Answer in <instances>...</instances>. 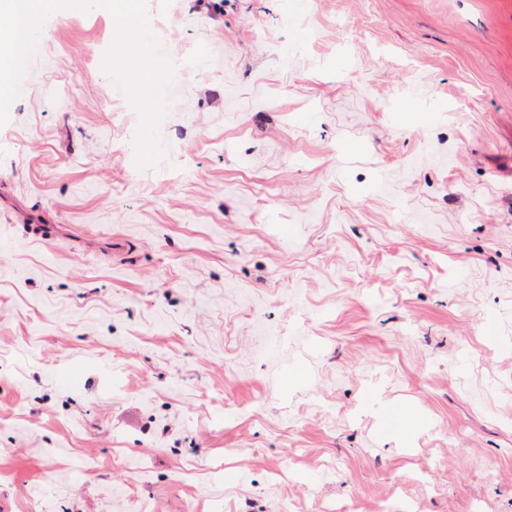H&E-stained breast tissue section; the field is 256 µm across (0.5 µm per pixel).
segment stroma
I'll return each instance as SVG.
<instances>
[{
	"instance_id": "35a3bbf8",
	"label": "stroma",
	"mask_w": 512,
	"mask_h": 512,
	"mask_svg": "<svg viewBox=\"0 0 512 512\" xmlns=\"http://www.w3.org/2000/svg\"><path fill=\"white\" fill-rule=\"evenodd\" d=\"M146 14L155 165L98 7L0 126V512H512V0Z\"/></svg>"
}]
</instances>
